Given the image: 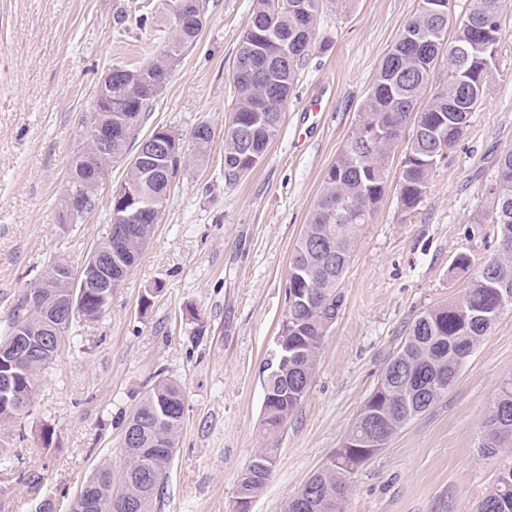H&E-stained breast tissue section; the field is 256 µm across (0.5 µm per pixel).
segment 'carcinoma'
Returning a JSON list of instances; mask_svg holds the SVG:
<instances>
[{"label": "carcinoma", "mask_w": 512, "mask_h": 512, "mask_svg": "<svg viewBox=\"0 0 512 512\" xmlns=\"http://www.w3.org/2000/svg\"><path fill=\"white\" fill-rule=\"evenodd\" d=\"M325 0H256L233 67V104L224 124V175L237 179L263 158L277 136L288 94L316 41V20ZM431 0H419L417 12L406 21L387 49L362 104L356 129L386 130L379 148L353 145L351 135L336 161L327 169L321 191L307 224L291 252L286 284L287 308L277 335L296 348L288 365L262 372L263 392L268 394L261 418L263 448L241 471L237 494L256 498L269 481L278 449L275 438L284 429L278 415L294 414L306 398L329 327L325 316L340 313L342 283L365 224L381 202L387 181L390 153L400 141L408 121H413L399 179V202L410 214L422 201L431 173L462 138L471 112L481 99L469 98L467 111L454 104L466 97L458 80L462 62L452 46L470 41L474 27H489V51L470 61L489 78L503 32L500 14L504 0H473L452 38L448 24L436 22L429 12ZM202 24L173 21L164 37V49L148 64L132 68L112 66V91L121 100L112 105L123 114L112 121L111 162L126 164L125 180L144 187V202L125 223L131 226L123 242L124 268H112L121 279L135 266L151 238L169 199L173 178L182 165L179 152L164 162L165 173L148 175L131 164L136 132L154 92L164 87L170 70L183 53L196 44ZM448 61L446 79L424 103L419 100L429 85L439 57ZM94 149L86 137L72 156L62 197L79 206L76 223L98 208L100 173L77 174L76 159ZM495 208L489 219L493 252L477 263V272L465 288L448 301L422 311L407 336L384 366L380 380L365 402L332 458L336 463L315 472L293 496L283 512H343L351 493L350 468H361L410 420L433 407L454 384L469 357L497 319L512 309V153L497 161ZM133 208L126 198L113 194L109 217H120ZM36 286L58 292L72 290L60 279L59 264L50 265ZM72 324L48 326L35 312L20 308L8 334L0 339V354L15 339L38 332L50 337L48 353L37 362L45 369L58 354L61 338ZM30 401L21 404L0 400V420L14 422L29 412ZM185 395L176 382L156 375L131 414L124 433H136L135 443H121L125 465L118 482L107 485L94 473L73 501L70 512H120L118 501L144 504L150 512L161 498L183 424ZM488 456H500L503 465L494 483L477 502L474 512H512V375L497 388L493 408L477 444Z\"/></svg>", "instance_id": "1"}]
</instances>
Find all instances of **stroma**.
<instances>
[{
  "mask_svg": "<svg viewBox=\"0 0 512 512\" xmlns=\"http://www.w3.org/2000/svg\"><path fill=\"white\" fill-rule=\"evenodd\" d=\"M418 0H336L263 159L224 178L231 75L254 0H207L195 46L177 61L138 130L168 129L186 163L136 267L98 320H77L38 375L30 411L0 426L11 474L0 472V512H70L98 468H123L128 417L154 375L177 382L185 410L164 495L153 512H232L238 477L261 440V368L286 307L292 248L344 148L388 47ZM165 0H0V337L26 292L52 263L80 267L106 226L114 164L99 209L62 223L61 186L81 145L104 70L160 53ZM485 97L461 140L434 169L412 214L397 200L406 152L398 146L386 194L343 283L308 395L278 438L272 477L250 512H282L288 497L342 446L351 423L415 317L468 282L458 253L490 254L487 225L496 161L512 152V0ZM315 116H308L309 106ZM215 136L205 155L195 126ZM153 291L149 308L141 298ZM512 374V311L484 337L448 392L351 477L345 512H473L500 459L477 443L497 385ZM52 432L42 443V429ZM40 477L25 483L26 474Z\"/></svg>",
  "mask_w": 512,
  "mask_h": 512,
  "instance_id": "stroma-1",
  "label": "stroma"
}]
</instances>
